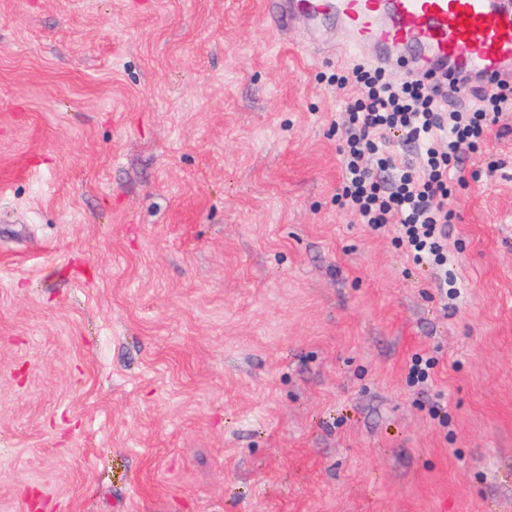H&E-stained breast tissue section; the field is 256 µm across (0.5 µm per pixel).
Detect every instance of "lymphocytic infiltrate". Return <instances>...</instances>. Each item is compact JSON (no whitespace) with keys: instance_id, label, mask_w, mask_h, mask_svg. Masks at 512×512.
<instances>
[{"instance_id":"1","label":"lymphocytic infiltrate","mask_w":512,"mask_h":512,"mask_svg":"<svg viewBox=\"0 0 512 512\" xmlns=\"http://www.w3.org/2000/svg\"><path fill=\"white\" fill-rule=\"evenodd\" d=\"M336 82L358 89L345 102L337 207L357 213L371 229H393L413 263L447 275L444 242L455 217L448 202L466 182L462 155L479 152L491 126L512 110V86L448 110L429 83L417 77L394 81L378 67L355 65ZM394 136L418 146L422 166L398 161L389 149Z\"/></svg>"}]
</instances>
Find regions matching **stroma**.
Wrapping results in <instances>:
<instances>
[{
    "instance_id": "stroma-1",
    "label": "stroma",
    "mask_w": 512,
    "mask_h": 512,
    "mask_svg": "<svg viewBox=\"0 0 512 512\" xmlns=\"http://www.w3.org/2000/svg\"><path fill=\"white\" fill-rule=\"evenodd\" d=\"M262 10L0 0V512H512V112L440 283Z\"/></svg>"
}]
</instances>
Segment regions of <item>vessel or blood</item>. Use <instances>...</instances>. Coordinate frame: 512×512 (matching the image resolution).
<instances>
[{
  "instance_id": "b4317fda",
  "label": "vessel or blood",
  "mask_w": 512,
  "mask_h": 512,
  "mask_svg": "<svg viewBox=\"0 0 512 512\" xmlns=\"http://www.w3.org/2000/svg\"><path fill=\"white\" fill-rule=\"evenodd\" d=\"M272 32L287 36L300 16L334 14L352 54L375 62L395 51L459 104L465 84L512 83V0H263Z\"/></svg>"
}]
</instances>
